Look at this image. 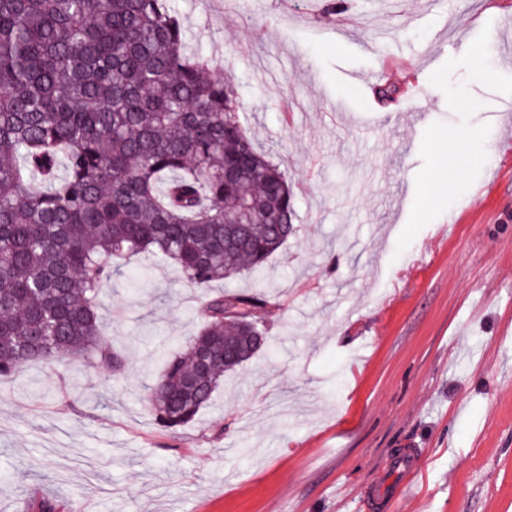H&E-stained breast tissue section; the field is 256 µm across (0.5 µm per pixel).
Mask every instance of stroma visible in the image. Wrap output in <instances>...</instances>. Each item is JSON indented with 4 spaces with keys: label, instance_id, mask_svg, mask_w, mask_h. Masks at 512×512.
I'll list each match as a JSON object with an SVG mask.
<instances>
[{
    "label": "stroma",
    "instance_id": "obj_1",
    "mask_svg": "<svg viewBox=\"0 0 512 512\" xmlns=\"http://www.w3.org/2000/svg\"><path fill=\"white\" fill-rule=\"evenodd\" d=\"M169 5L294 189L296 234L223 285L264 296L271 344L158 426L153 352L186 350L200 300L173 263H121L98 302L122 374L0 379V512H512V0Z\"/></svg>",
    "mask_w": 512,
    "mask_h": 512
}]
</instances>
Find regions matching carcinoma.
<instances>
[{
  "mask_svg": "<svg viewBox=\"0 0 512 512\" xmlns=\"http://www.w3.org/2000/svg\"><path fill=\"white\" fill-rule=\"evenodd\" d=\"M288 176L238 120L236 92L186 51L167 0H0V377L102 340L112 259L174 262L200 292L185 356L146 389L178 430L265 349L261 270L295 233ZM209 351L215 363L199 366Z\"/></svg>",
  "mask_w": 512,
  "mask_h": 512,
  "instance_id": "cac0c4a2",
  "label": "carcinoma"
}]
</instances>
